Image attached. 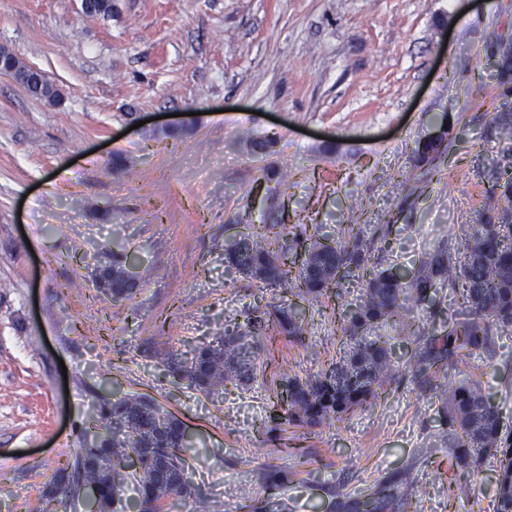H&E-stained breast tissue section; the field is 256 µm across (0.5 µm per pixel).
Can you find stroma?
Returning a JSON list of instances; mask_svg holds the SVG:
<instances>
[{"mask_svg":"<svg viewBox=\"0 0 512 512\" xmlns=\"http://www.w3.org/2000/svg\"><path fill=\"white\" fill-rule=\"evenodd\" d=\"M512 37V0H0V47L60 92L50 102L0 76V512H29L95 432L101 388L152 397L188 428L195 498L220 512H352L412 470L410 508L496 512L494 458L465 469L449 450V383L477 381L512 428V334L431 390L412 374L413 337L387 330L397 380L333 425L278 422L282 375L310 378L348 351L331 298L224 266L250 224L375 239L369 266L413 271L450 229L499 218L512 166V95L486 61ZM446 129L433 174L418 141ZM123 159L127 169L115 168ZM139 287L96 286L113 248ZM290 299L302 341L269 340L248 316ZM249 332L254 377L219 396L173 371L199 345Z\"/></svg>","mask_w":512,"mask_h":512,"instance_id":"1","label":"stroma"}]
</instances>
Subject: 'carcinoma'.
I'll return each mask as SVG.
<instances>
[{"label": "carcinoma", "mask_w": 512, "mask_h": 512, "mask_svg": "<svg viewBox=\"0 0 512 512\" xmlns=\"http://www.w3.org/2000/svg\"><path fill=\"white\" fill-rule=\"evenodd\" d=\"M442 154L428 141L418 142L417 165L433 163ZM300 236L308 246L304 253L287 260L286 235L275 224H253L247 238L224 248V262L252 280L281 288L296 289L318 298L332 293L338 279L328 272L361 267L371 242L359 234L349 241L325 245L318 231ZM460 257L441 248L424 253L418 267L407 278L386 269H363L364 291L357 304L340 312L336 332L350 344V351L331 371L304 381L283 377L286 407L282 419L309 428L339 420L379 396L393 383L395 365L390 345L373 335L378 327H401L415 337L413 375L421 385L430 384L435 367L460 370L465 358L488 353L495 336L512 333V224H471L459 242ZM125 263L114 261L101 270L97 286L115 300L130 299L137 286L127 284ZM448 287L457 295L460 319L445 332L408 320L410 306H437V294L427 295L430 284ZM271 333L303 341V321L293 305L283 301L269 312ZM250 344L247 336L229 334L224 342L194 350L199 367L178 368L189 385L208 395L224 385L251 379ZM100 414L118 418L128 431L106 436L97 446L84 445L58 469L41 498L70 499L87 485L98 489L99 512H112L129 487L137 495L138 512H164L168 499L192 495L186 470L190 448L184 425L164 412L151 397L128 394L98 402ZM446 412L456 424L455 463L468 467L486 456L498 458V503L496 512H512V433L503 430L501 416L477 382H460L448 387ZM142 450L141 471L126 473L123 464L130 453Z\"/></svg>", "instance_id": "obj_1"}]
</instances>
